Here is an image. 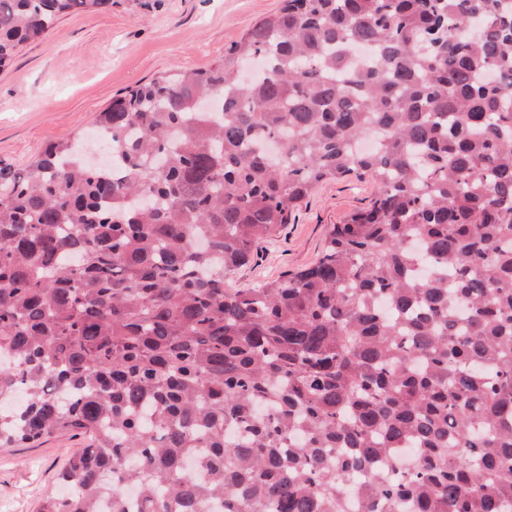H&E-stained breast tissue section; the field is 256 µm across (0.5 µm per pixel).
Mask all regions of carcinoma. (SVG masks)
<instances>
[{"mask_svg":"<svg viewBox=\"0 0 512 512\" xmlns=\"http://www.w3.org/2000/svg\"><path fill=\"white\" fill-rule=\"evenodd\" d=\"M281 2L0 196V447L86 441L39 512H346L376 463L361 512L512 503V0ZM110 10L0 0V68ZM351 174L312 266L224 287Z\"/></svg>","mask_w":512,"mask_h":512,"instance_id":"carcinoma-1","label":"carcinoma"}]
</instances>
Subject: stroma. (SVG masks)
<instances>
[{"mask_svg": "<svg viewBox=\"0 0 512 512\" xmlns=\"http://www.w3.org/2000/svg\"><path fill=\"white\" fill-rule=\"evenodd\" d=\"M281 0H116L111 11L59 19L0 69V172L27 169L45 148L90 131L93 120L137 85L174 69L218 63ZM371 178L318 186L277 237L224 275L228 288H251L313 263L332 225L367 206ZM83 446L57 435L30 448H0V512H38L57 475Z\"/></svg>", "mask_w": 512, "mask_h": 512, "instance_id": "obj_1", "label": "stroma"}]
</instances>
